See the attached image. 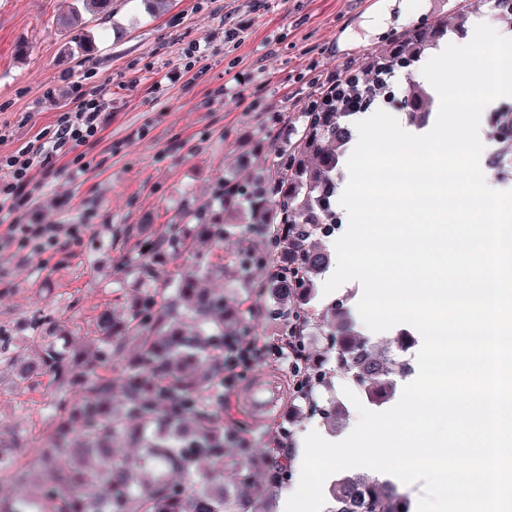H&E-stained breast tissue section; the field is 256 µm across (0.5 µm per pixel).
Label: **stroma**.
<instances>
[{"mask_svg":"<svg viewBox=\"0 0 512 512\" xmlns=\"http://www.w3.org/2000/svg\"><path fill=\"white\" fill-rule=\"evenodd\" d=\"M468 0H167L148 12L142 0H112L106 16L83 15L82 31L94 38L93 58L78 52L73 33L55 26L77 0H0V154L9 155L42 130L75 94L95 97L103 131L87 153L96 166L71 179L70 157L58 158L32 177L33 207L45 224L57 225L54 240L14 243L0 250V440L23 436L17 449L19 474L0 475V499L29 498L46 477L37 463L42 444L59 420L49 403L54 379L18 378L13 361L34 359L39 319L56 324L57 335L72 337L89 369L108 367L97 353L96 317L127 302L137 289L163 288L214 260L217 250L193 237L191 253L154 265L149 276L123 267L144 220L152 232L177 222L185 202L214 203L224 178L245 182L268 177L269 159L297 139L289 115L341 76L386 50L394 33L438 17L455 19ZM239 30L226 38L228 28ZM27 44L19 55V44ZM200 46L203 57L188 66L187 54ZM328 265L314 281L310 303L324 311L332 302L355 308L359 282L332 293L324 284ZM264 268L202 276L200 287L223 293L231 303L247 301L258 314L256 337L273 335L277 304L263 287ZM282 366L254 365L224 392V424L245 427L254 447L271 451L274 432L289 435L294 464L288 478L276 469L262 472L269 495L265 512H282L283 493L298 484L304 438L317 431L337 442L357 424V405L381 412L398 402L360 395L346 401L341 389L318 391L319 404L343 401L347 419L328 428L319 416H302L298 400L284 401L269 422L254 421L246 407L254 378Z\"/></svg>","mask_w":512,"mask_h":512,"instance_id":"35a3bbf8","label":"stroma"}]
</instances>
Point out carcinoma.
Here are the masks:
<instances>
[{"mask_svg":"<svg viewBox=\"0 0 512 512\" xmlns=\"http://www.w3.org/2000/svg\"><path fill=\"white\" fill-rule=\"evenodd\" d=\"M78 2L83 12L104 16L112 0ZM447 30L448 20L436 18L404 31L336 93L327 92L314 109L289 116L299 139L282 154L275 197L267 195L262 180L243 184L226 178L215 191L217 209L186 205L179 212V223L196 225L198 236L216 241L221 250L240 228L226 215L242 213L246 223L254 225L277 219L281 275L270 289L278 296L284 328L298 357L293 394L309 410L316 409L315 390L332 386L336 379L353 383L377 400L410 371L404 358L406 337L373 341L355 334L340 303L328 308L331 354L308 352L303 337L316 320L306 292L329 261L323 239L336 226L331 198L341 149L351 137L348 118L388 93L394 65H414ZM433 105L425 87L408 82L401 107L410 122L425 123ZM186 250L187 240L173 224L162 235L139 236L129 260L146 275L155 264ZM186 321L197 325L191 335L183 329ZM97 322L103 355L112 356L124 341L139 348L137 362L128 365L121 378L123 413L112 411L113 379L76 369L70 351L54 340L53 326L40 336L37 359L17 365L21 378L51 376L60 387L51 407L60 413L61 424L42 448L49 485L32 501L33 512H95V500L83 489L98 481L106 486L104 512H256L258 470L272 466L286 476L291 458L285 453L268 457L251 447L243 432L224 431V341L254 331L251 309L203 291L197 278L187 275L163 293L141 290L122 310H102ZM70 385L80 388L81 400L70 399L66 391ZM124 440L140 446L138 459L112 456L111 448ZM229 455L236 459L235 495L217 494L219 484L210 489L169 479L171 473L188 478L201 462L219 465ZM330 496V512H410L411 508L406 492L363 469L337 480Z\"/></svg>","mask_w":512,"mask_h":512,"instance_id":"cac0c4a2","label":"carcinoma"}]
</instances>
